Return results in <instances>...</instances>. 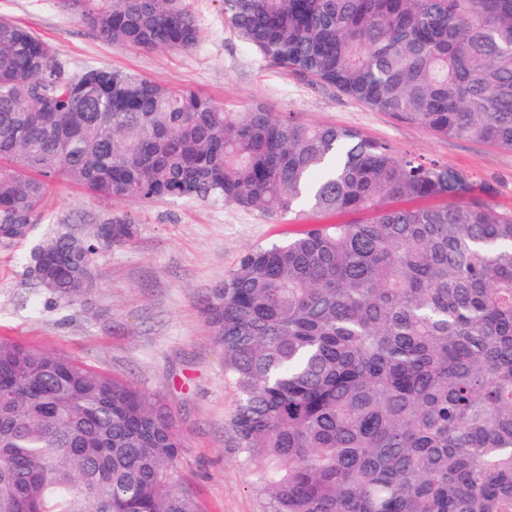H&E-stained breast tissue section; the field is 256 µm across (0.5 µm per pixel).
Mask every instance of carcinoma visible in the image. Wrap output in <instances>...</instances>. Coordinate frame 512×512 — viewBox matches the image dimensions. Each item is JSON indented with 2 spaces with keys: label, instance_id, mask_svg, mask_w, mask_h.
I'll list each match as a JSON object with an SVG mask.
<instances>
[{
  "label": "carcinoma",
  "instance_id": "carcinoma-1",
  "mask_svg": "<svg viewBox=\"0 0 512 512\" xmlns=\"http://www.w3.org/2000/svg\"><path fill=\"white\" fill-rule=\"evenodd\" d=\"M102 37L189 52L185 0H65ZM266 62L431 134L512 150V0H223ZM57 180L91 196L235 205L315 224L244 252L206 305L236 388L237 447L269 512H512V212L490 185L263 102L106 64L71 74L0 19V241L47 220ZM64 227L30 252L69 308L130 243ZM157 399L73 358L0 340V512H200Z\"/></svg>",
  "mask_w": 512,
  "mask_h": 512
}]
</instances>
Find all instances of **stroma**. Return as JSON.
Listing matches in <instances>:
<instances>
[{"instance_id":"obj_1","label":"stroma","mask_w":512,"mask_h":512,"mask_svg":"<svg viewBox=\"0 0 512 512\" xmlns=\"http://www.w3.org/2000/svg\"><path fill=\"white\" fill-rule=\"evenodd\" d=\"M186 4L202 33L189 52L112 44L61 0H0V17L47 39L71 70L105 63L203 94L232 112L263 101L313 124L349 127L398 152L468 171L491 183L499 209L512 212V150L437 137L335 89L307 83L266 63L225 27L221 0ZM47 210L48 221L27 242L0 243V338L71 356L158 397L184 441L173 469L175 489L195 499L202 512H268V500L255 490L252 469L236 446L231 420L237 393L224 377V354L202 310L211 289L246 250L325 223V216L304 209L274 220L232 205L107 201L62 182L50 193ZM126 213L138 223V235L97 255L101 286L88 304L63 309L32 286L27 267L33 245L61 224L83 227Z\"/></svg>"}]
</instances>
